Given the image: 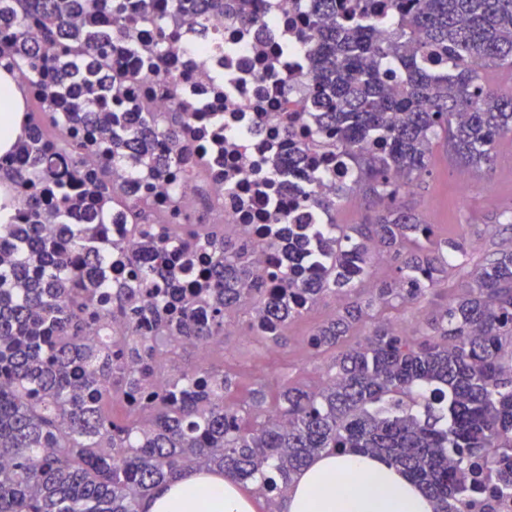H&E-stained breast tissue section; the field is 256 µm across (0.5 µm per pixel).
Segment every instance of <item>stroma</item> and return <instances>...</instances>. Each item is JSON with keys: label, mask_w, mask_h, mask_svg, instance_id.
<instances>
[{"label": "stroma", "mask_w": 512, "mask_h": 512, "mask_svg": "<svg viewBox=\"0 0 512 512\" xmlns=\"http://www.w3.org/2000/svg\"><path fill=\"white\" fill-rule=\"evenodd\" d=\"M494 201H487V192ZM406 203L435 224L439 237L466 238L468 261L477 264L499 246L512 245V139L498 144L493 170L477 175L452 166L443 143L432 146L431 174L414 186ZM337 301L321 300L287 331V342L276 345L259 336L240 332L206 349L187 346L166 361L165 374L200 365L228 374L237 384L231 402L247 398L256 389L274 396L282 386L320 388L331 373L335 350L312 353L306 340L318 325L336 313Z\"/></svg>", "instance_id": "35a3bbf8"}]
</instances>
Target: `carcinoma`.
I'll use <instances>...</instances> for the list:
<instances>
[{"label": "carcinoma", "instance_id": "cac0c4a2", "mask_svg": "<svg viewBox=\"0 0 512 512\" xmlns=\"http://www.w3.org/2000/svg\"><path fill=\"white\" fill-rule=\"evenodd\" d=\"M88 2L12 0L0 10L13 57L0 68L41 96L26 137L8 154L25 168L0 166L14 206L29 213L26 224H0V251H10L0 266V512H139L154 488L189 467L219 470L273 502L312 459L337 451L402 469L435 512H464L460 494L488 489V464L493 490L512 492V248L467 271L466 240L436 239L434 225L401 201L430 173L431 140L443 139L452 162L480 174L494 164L498 140L512 136V98L480 74L488 62L512 67V0H387L384 41L358 3L332 28L312 22L305 40L320 84L318 120L346 144L354 171L336 198L307 201L329 219L315 227L320 251L271 288L255 268L252 243L176 212L169 233L147 235L143 256L130 259L138 279L153 282L148 299L136 288L111 296L99 267L72 256L114 202L127 207L136 231L149 219L112 171L133 155L165 172L176 157L155 158L149 144L164 136L179 148L184 113L112 110L122 79L133 77L112 74V39L126 38L134 19L120 3L101 0L104 25L64 30L61 16ZM187 3L203 17L224 7V0H169V7ZM35 12L46 16L36 32ZM398 72L404 90L395 93L390 80ZM60 99L76 101L67 123L56 114ZM74 122L109 134L97 170L83 169L77 153L67 157L70 174L91 186L89 198L43 165L51 141ZM352 195L374 197L380 209L362 224L336 223V203ZM181 237L214 261L207 285L168 316L165 289L177 271L166 259ZM375 252L392 261L377 280ZM453 269L461 291L438 295ZM332 296L341 304L309 336L313 350L341 346L395 302L423 306L413 335L372 324L336 359L322 388L286 386L266 413L261 390L238 409L226 405L233 381L207 366L151 390L168 351L224 340L228 312L247 314V335L271 331L280 343L294 319ZM199 307L208 320H199ZM115 309L125 318L120 337L86 335L88 318L106 322ZM146 318L153 335L140 336ZM135 395L130 421H114L110 400Z\"/></svg>", "mask_w": 512, "mask_h": 512}]
</instances>
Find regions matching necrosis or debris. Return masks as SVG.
Masks as SVG:
<instances>
[{
    "label": "necrosis or debris",
    "mask_w": 512,
    "mask_h": 512,
    "mask_svg": "<svg viewBox=\"0 0 512 512\" xmlns=\"http://www.w3.org/2000/svg\"><path fill=\"white\" fill-rule=\"evenodd\" d=\"M138 23L130 41L112 45V61L137 72L123 97L132 108L170 112L188 105L180 130L177 166L160 175L128 165L113 170L131 197L163 217L174 206L197 221L225 224L257 246L259 271L281 284L288 271L270 224L279 213L291 224H318L321 216L300 201L335 196L351 172L338 168L345 147L334 132L319 131L304 45L308 0H229L225 10L201 17L182 10L160 20L140 17V0H122ZM171 39L156 56L160 30ZM97 241L112 244V287L135 282L129 257L142 245L125 208L97 225Z\"/></svg>",
    "instance_id": "1"
}]
</instances>
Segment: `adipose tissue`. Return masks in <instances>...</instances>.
I'll use <instances>...</instances> for the list:
<instances>
[{"instance_id":"adipose-tissue-1","label":"adipose tissue","mask_w":512,"mask_h":512,"mask_svg":"<svg viewBox=\"0 0 512 512\" xmlns=\"http://www.w3.org/2000/svg\"><path fill=\"white\" fill-rule=\"evenodd\" d=\"M26 93L0 69V153L26 130ZM143 512H254L250 495L219 471L191 470L156 488ZM284 512H432L430 500L400 470L358 453L323 454L290 486Z\"/></svg>"}]
</instances>
